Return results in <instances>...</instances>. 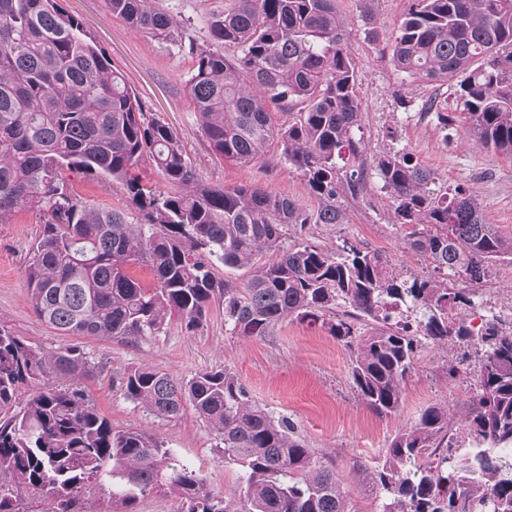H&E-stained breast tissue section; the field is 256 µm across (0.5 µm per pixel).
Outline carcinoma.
<instances>
[{
    "mask_svg": "<svg viewBox=\"0 0 512 512\" xmlns=\"http://www.w3.org/2000/svg\"><path fill=\"white\" fill-rule=\"evenodd\" d=\"M107 4L135 31L178 41L156 0ZM209 34L188 103L212 153L246 164L278 137L317 208L257 186L200 182L175 131L145 109L81 19L58 0H0V223L25 208L42 221L26 270L35 314L63 335L125 340L174 320L199 331L213 302L235 336H265L288 318L319 323L350 350L354 388L381 415L399 407L419 337L452 342L476 361L469 434L512 449V320L493 314L474 328L459 317L480 307L473 285L489 263L512 261V240L485 223L475 198L434 194L433 172L389 151L376 171L393 223L409 228L428 274L408 278L346 241L334 251L287 243L292 228L345 223L336 155L346 146L358 154L360 122L348 21L336 0H232ZM391 59L410 77L450 84L474 139L512 154V0H413ZM272 105L299 111L276 131ZM147 161L169 191L142 183L136 170ZM74 171L120 183L122 204L77 196L67 179ZM134 266L149 268L155 285L134 277ZM227 270L243 272V282L224 279ZM94 367L79 346L43 352L0 325V512H20L18 487L53 498L54 512H75L104 473L122 512L165 489L188 512H351L336 474L232 372L177 381L138 367L119 378L125 398L160 420L191 404L216 448L242 463L243 495L217 497L159 438L113 427L71 384ZM369 476L382 512H512V457L481 448L453 456L443 406L399 431Z\"/></svg>",
    "mask_w": 512,
    "mask_h": 512,
    "instance_id": "obj_1",
    "label": "carcinoma"
}]
</instances>
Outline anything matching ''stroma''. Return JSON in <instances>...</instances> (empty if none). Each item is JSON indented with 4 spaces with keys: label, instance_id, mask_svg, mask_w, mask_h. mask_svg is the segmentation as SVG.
Here are the masks:
<instances>
[{
    "label": "stroma",
    "instance_id": "stroma-1",
    "mask_svg": "<svg viewBox=\"0 0 512 512\" xmlns=\"http://www.w3.org/2000/svg\"><path fill=\"white\" fill-rule=\"evenodd\" d=\"M77 15L96 42L125 75L149 112L178 133L198 179L231 188L256 184L307 206L315 201L300 171L283 158L279 140H271L262 157L247 164L217 159L203 137L187 101V82L197 48L208 45V22L229 0H158L180 25L182 40L158 42L133 31L112 15L106 0H60ZM411 0H337L349 22L350 52L356 62L361 121L353 138L361 150L364 183L357 195L342 194V224H310L302 239L333 250L342 242L376 252L410 275L423 274L426 261L405 244L406 232L394 224L389 195L374 159L401 151L436 175L439 189H461L478 200L486 223L512 240V156L484 148L468 135V121L450 97L448 86L422 83L399 72L390 58L391 36ZM373 24H366L365 14ZM447 103L449 124L425 112L428 100ZM77 194L100 206L122 202L121 184L82 173L70 174ZM38 214L28 209L0 223V323L15 334L53 352L78 343L96 364L81 378L82 390L115 428L136 429L163 440L182 463L203 477L217 494L240 493L244 471L216 447L213 431L193 407L175 419L161 421L126 399L115 380L124 372L148 366L185 380L195 373L224 367L234 373L250 399L273 417H285L296 434L333 469L353 512H382L383 498L369 477L382 464L393 436L416 421L429 406L448 408V419L460 448L473 447L464 424L476 393L468 365L457 345L421 340L414 370L402 385L396 413L380 415L357 395L349 376L351 353L321 327L285 320L262 337L226 332L222 310L211 309L207 327L189 333L180 326L131 341L97 337L71 339L42 322L27 302L25 269L40 232ZM479 297L493 313L512 316V264L496 262L479 285Z\"/></svg>",
    "mask_w": 512,
    "mask_h": 512
}]
</instances>
